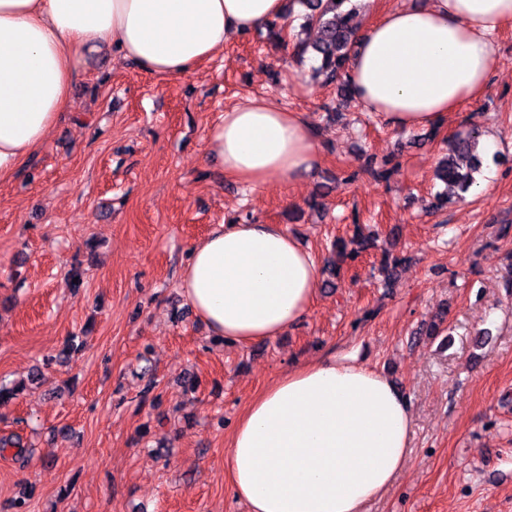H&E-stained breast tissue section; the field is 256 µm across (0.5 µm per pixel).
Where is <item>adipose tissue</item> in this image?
I'll return each instance as SVG.
<instances>
[{"label": "adipose tissue", "instance_id": "obj_1", "mask_svg": "<svg viewBox=\"0 0 512 512\" xmlns=\"http://www.w3.org/2000/svg\"><path fill=\"white\" fill-rule=\"evenodd\" d=\"M284 0H0V183L45 143L82 55L109 42L146 72L193 73L236 34L263 29ZM512 24V0H431L385 12L350 51L362 108L395 128L443 124L480 97ZM211 160L227 178L264 188L319 160L297 112L253 99L221 114ZM316 257L277 224H220L183 266L182 294L224 340L247 346L282 335L309 313ZM411 407L357 356H326L274 380L233 428L224 471L247 512H365L411 456Z\"/></svg>", "mask_w": 512, "mask_h": 512}]
</instances>
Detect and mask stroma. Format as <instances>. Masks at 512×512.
Segmentation results:
<instances>
[{"instance_id": "stroma-1", "label": "stroma", "mask_w": 512, "mask_h": 512, "mask_svg": "<svg viewBox=\"0 0 512 512\" xmlns=\"http://www.w3.org/2000/svg\"><path fill=\"white\" fill-rule=\"evenodd\" d=\"M302 71L262 30L180 78L105 43L87 54L70 111L0 183V381L43 368L0 408V437L33 449L0 452V512L28 486L29 512H246L224 474L241 414L294 365L351 352L413 414V459L369 512H512V27L484 95L425 143ZM249 99L301 113L317 167L255 191L225 178L208 134ZM474 125L499 144L492 183L435 209L442 140ZM241 221L281 225L322 262L356 230L370 247L285 335L240 347L189 311L180 277L194 244ZM441 313L449 336L420 335ZM72 335L84 349L56 363Z\"/></svg>"}]
</instances>
